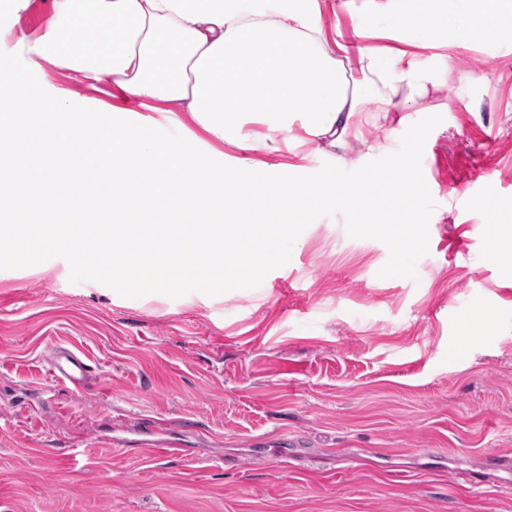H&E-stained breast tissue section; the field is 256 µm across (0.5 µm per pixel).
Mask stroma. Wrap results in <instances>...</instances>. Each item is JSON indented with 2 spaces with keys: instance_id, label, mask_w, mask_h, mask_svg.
I'll use <instances>...</instances> for the list:
<instances>
[{
  "instance_id": "1",
  "label": "stroma",
  "mask_w": 512,
  "mask_h": 512,
  "mask_svg": "<svg viewBox=\"0 0 512 512\" xmlns=\"http://www.w3.org/2000/svg\"><path fill=\"white\" fill-rule=\"evenodd\" d=\"M363 0H320L328 39L403 51L427 87L364 102L342 167L396 151L438 115L422 172L435 202L416 279L379 277L389 249L343 216L308 225L248 292L91 280L69 256L0 243V512H512V270L488 260L483 204L512 215V32L446 36ZM32 97L106 93L43 62ZM257 168L334 162L301 128ZM490 315L466 337L462 312ZM66 348L86 388L47 376ZM287 449L280 457L279 449Z\"/></svg>"
}]
</instances>
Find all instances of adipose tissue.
I'll return each instance as SVG.
<instances>
[{
    "mask_svg": "<svg viewBox=\"0 0 512 512\" xmlns=\"http://www.w3.org/2000/svg\"><path fill=\"white\" fill-rule=\"evenodd\" d=\"M46 32L22 34L0 57V239L36 259L50 248L81 257L107 250L93 277L120 283L164 267L150 287L203 290L219 278L247 291L264 268L288 258L293 223L322 203L314 185L253 170L245 118L271 143L294 126L346 150L361 96L380 109L393 84L424 87L413 60L378 48L346 71L328 47L319 0H41ZM436 23L451 44L496 41L512 30V0H447ZM49 61L81 73L114 104L74 106L65 90L28 103L30 68ZM164 104L162 119L143 114ZM189 116L206 142L181 132ZM111 139L95 161L74 163L88 141ZM239 156L224 155L223 145ZM235 245L224 260L225 242ZM223 274H216V265Z\"/></svg>",
    "mask_w": 512,
    "mask_h": 512,
    "instance_id": "ef3b65f1",
    "label": "adipose tissue"
}]
</instances>
